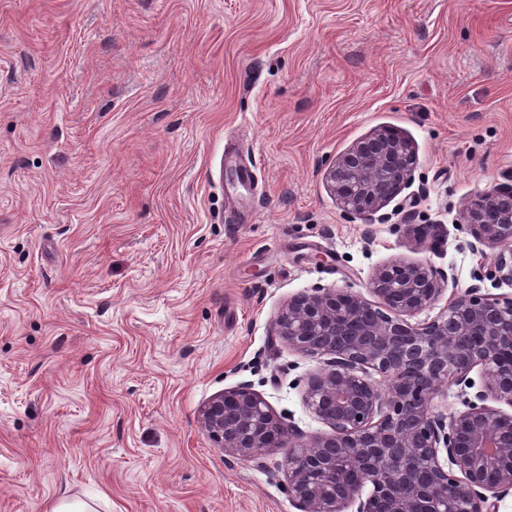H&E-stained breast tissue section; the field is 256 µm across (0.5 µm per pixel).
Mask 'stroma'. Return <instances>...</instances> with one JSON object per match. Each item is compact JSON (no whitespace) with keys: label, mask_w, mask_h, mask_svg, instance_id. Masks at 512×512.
<instances>
[{"label":"stroma","mask_w":512,"mask_h":512,"mask_svg":"<svg viewBox=\"0 0 512 512\" xmlns=\"http://www.w3.org/2000/svg\"><path fill=\"white\" fill-rule=\"evenodd\" d=\"M383 128L418 164L368 224L324 173ZM510 184L512 0H0V512H298L286 449L225 462L203 405L326 432L280 306L396 257L468 288L462 209Z\"/></svg>","instance_id":"stroma-1"}]
</instances>
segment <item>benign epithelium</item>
<instances>
[{"label":"benign epithelium","mask_w":512,"mask_h":512,"mask_svg":"<svg viewBox=\"0 0 512 512\" xmlns=\"http://www.w3.org/2000/svg\"><path fill=\"white\" fill-rule=\"evenodd\" d=\"M412 143L385 129L336 157L326 182L345 212L369 223L412 181ZM474 252L496 251L475 284L456 290L433 319L412 322L439 301L448 276L404 257L378 267L370 298L322 289L288 298L272 331L288 349L319 360L301 380L306 409L331 432L304 435L248 384L215 396L201 422L224 456L249 462L276 448L299 512H499L512 491V296L481 293L486 278L512 286V186L466 207ZM421 247L433 225L407 224ZM481 389L465 410L433 403L450 386ZM379 378H374V375Z\"/></svg>","instance_id":"benign-epithelium-1"}]
</instances>
